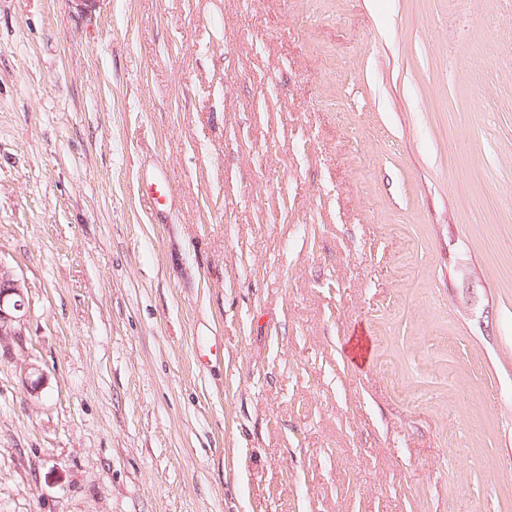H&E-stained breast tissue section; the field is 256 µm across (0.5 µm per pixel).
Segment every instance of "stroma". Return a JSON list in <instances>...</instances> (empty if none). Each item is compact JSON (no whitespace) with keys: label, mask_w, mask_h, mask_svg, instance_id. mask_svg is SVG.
<instances>
[{"label":"stroma","mask_w":512,"mask_h":512,"mask_svg":"<svg viewBox=\"0 0 512 512\" xmlns=\"http://www.w3.org/2000/svg\"><path fill=\"white\" fill-rule=\"evenodd\" d=\"M0 260V512H512V0H0ZM24 288L25 281L17 270L0 260V342L22 334L30 315Z\"/></svg>","instance_id":"obj_1"}]
</instances>
